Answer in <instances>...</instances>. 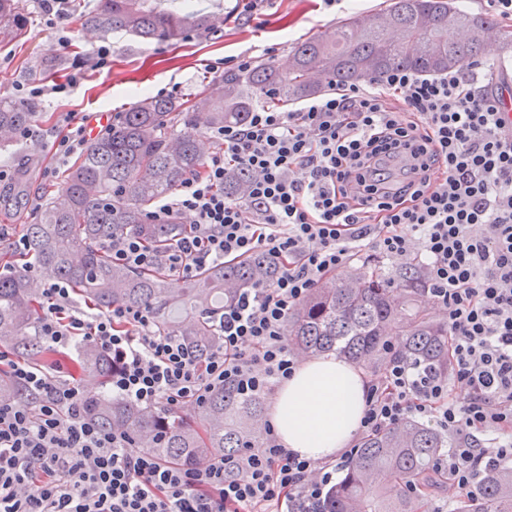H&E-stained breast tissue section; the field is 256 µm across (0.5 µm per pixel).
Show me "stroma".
<instances>
[{"label":"stroma","instance_id":"1","mask_svg":"<svg viewBox=\"0 0 512 512\" xmlns=\"http://www.w3.org/2000/svg\"><path fill=\"white\" fill-rule=\"evenodd\" d=\"M32 19L25 37L0 45V98H14L15 87L29 83L28 68L42 59L61 58L74 63L96 45L112 48V64L105 69L86 66L85 77L70 94L39 99L31 124L32 140L0 149V164L12 166L16 183L26 193L0 194V230L24 236L27 225L37 223L46 197L57 196L68 172L60 166L56 176L42 177L50 156L47 144L54 127L66 115L89 116L90 126L102 124L114 113L126 112L163 87L180 85L177 100L210 95L222 86V73L210 72L208 63L252 53L255 46L276 47L274 62L287 66L291 50L300 42L323 34L342 20L367 11L384 9L386 0H352L348 8H326L322 0H270L262 11L247 13L237 0H161L163 8L180 13H222L220 34H194L171 44L143 41L123 33L103 34L72 22L68 45H60L53 30L36 17L34 0H20Z\"/></svg>","mask_w":512,"mask_h":512}]
</instances>
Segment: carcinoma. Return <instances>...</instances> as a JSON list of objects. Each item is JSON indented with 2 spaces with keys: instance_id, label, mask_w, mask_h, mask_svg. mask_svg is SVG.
Masks as SVG:
<instances>
[{
  "instance_id": "carcinoma-1",
  "label": "carcinoma",
  "mask_w": 512,
  "mask_h": 512,
  "mask_svg": "<svg viewBox=\"0 0 512 512\" xmlns=\"http://www.w3.org/2000/svg\"><path fill=\"white\" fill-rule=\"evenodd\" d=\"M79 16L82 25L105 34L124 32L173 43L189 31L205 32L211 26L206 15L168 12L155 0H96ZM450 17L476 23L486 32L499 30V52H512L511 31L487 14L460 10L454 0H389L381 12L349 18L298 44L286 69L259 61L246 72L224 76L216 97L192 105L150 97L123 113L107 136L78 157L59 198L46 200L40 223L28 226L31 261L0 275V339L11 342L23 359L49 360V352L31 335L36 304L28 269L35 264L45 276L71 283L79 299L100 309L114 303L147 307L162 332L181 337L200 356L212 351L217 345L212 319L224 312L237 290L273 279V262L257 252L240 262L211 266L174 299L164 286L165 269L136 272L115 265L104 240L135 235L164 252L186 232L175 221L151 224L146 213L201 168L204 160L196 140L204 128L244 124L258 103L286 105L397 69L448 72L485 56L486 39L457 37L450 30ZM27 22L19 0H0V36L21 37ZM36 113L33 104L0 98V134L29 126ZM174 113L182 114L179 131L170 121ZM247 180V172L235 170L228 191L244 194ZM423 285L424 279L412 274L395 280L378 271L328 276L293 310L288 336L302 354L334 352L352 361L369 360L384 354L385 331L393 322L401 327V354L444 375L450 370L448 324L415 308ZM76 366L81 376L100 383L112 374V359L92 344L81 347ZM24 398L11 377L0 372V401ZM85 409L102 426L120 425L136 440H147L158 457L183 465L203 455L250 447L236 419L246 415L260 420L263 400L220 388L192 419L107 398H90ZM447 443L443 434L414 420L366 438L330 492L324 512H418L420 503L404 488L409 482L428 484ZM456 512H512V467L485 474L478 497L458 502Z\"/></svg>"
}]
</instances>
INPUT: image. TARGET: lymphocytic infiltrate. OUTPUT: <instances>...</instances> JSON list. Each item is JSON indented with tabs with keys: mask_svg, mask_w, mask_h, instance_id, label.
<instances>
[{
	"mask_svg": "<svg viewBox=\"0 0 512 512\" xmlns=\"http://www.w3.org/2000/svg\"><path fill=\"white\" fill-rule=\"evenodd\" d=\"M496 67L487 58L434 75L394 70L210 129L218 152L147 214L154 224L187 219L189 230L163 254L133 235L105 249L114 264L185 278L262 251L276 279L238 292L204 359L160 333L146 308L94 312L68 282L41 281L37 334L61 359L47 368L0 349V364L36 397L0 402V512H323L359 444L338 461H311L268 425L258 447L179 466L89 420L62 358L94 344L112 358L113 394L171 412L219 387L264 395L300 363L286 339L294 307L364 252L418 263L445 314L451 373L388 344L360 434L417 416L452 438L435 463L449 500L476 497L484 473L512 463V123L490 88ZM91 140L86 120L64 117L55 165ZM402 156L407 166L391 177ZM239 168L250 175L243 198L225 189Z\"/></svg>",
	"mask_w": 512,
	"mask_h": 512,
	"instance_id": "obj_1",
	"label": "lymphocytic infiltrate"
}]
</instances>
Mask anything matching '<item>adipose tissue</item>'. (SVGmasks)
Returning <instances> with one entry per match:
<instances>
[{
    "label": "adipose tissue",
    "instance_id": "ef3b65f1",
    "mask_svg": "<svg viewBox=\"0 0 512 512\" xmlns=\"http://www.w3.org/2000/svg\"><path fill=\"white\" fill-rule=\"evenodd\" d=\"M369 382L355 365L312 357L278 386L270 422L283 445L301 457H337L360 427Z\"/></svg>",
    "mask_w": 512,
    "mask_h": 512
}]
</instances>
